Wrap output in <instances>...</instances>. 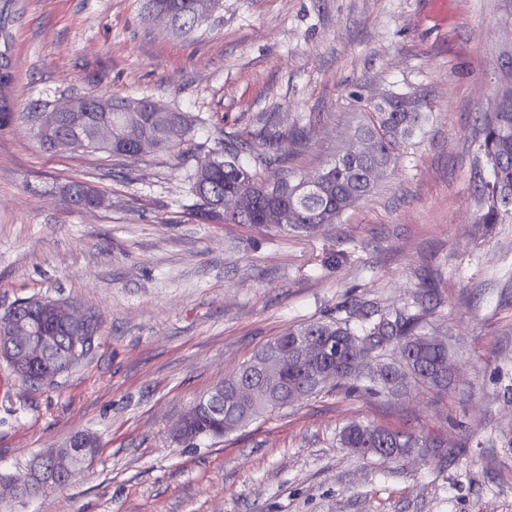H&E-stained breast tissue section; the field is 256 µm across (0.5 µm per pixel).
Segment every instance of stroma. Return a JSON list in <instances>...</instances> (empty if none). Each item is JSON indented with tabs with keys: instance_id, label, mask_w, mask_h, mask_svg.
<instances>
[{
	"instance_id": "stroma-1",
	"label": "stroma",
	"mask_w": 512,
	"mask_h": 512,
	"mask_svg": "<svg viewBox=\"0 0 512 512\" xmlns=\"http://www.w3.org/2000/svg\"><path fill=\"white\" fill-rule=\"evenodd\" d=\"M502 0H223L190 37L146 0H0V316L50 297L98 333L52 388L0 363V476L85 431L97 455L7 512H512V221L482 231L478 129L500 55ZM423 93L430 116L397 167L313 234L208 215L193 174L223 137L262 150L308 130L311 174L350 147L365 105ZM193 115L191 136L133 159L51 151L31 117L89 95ZM81 181L105 199L71 207ZM448 343L447 394L336 387L220 439L175 442L200 396L265 343L360 312H419ZM352 423L415 433L407 457H360Z\"/></svg>"
}]
</instances>
